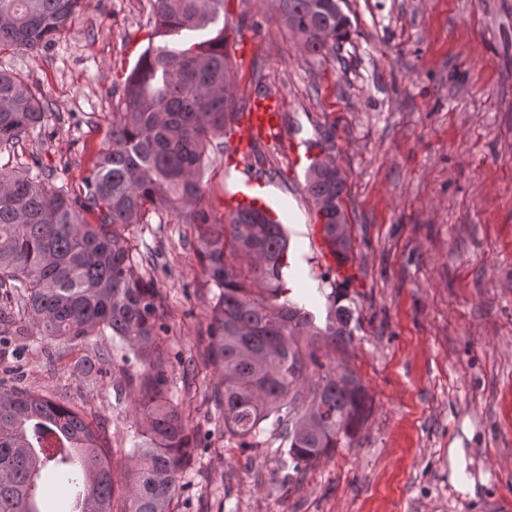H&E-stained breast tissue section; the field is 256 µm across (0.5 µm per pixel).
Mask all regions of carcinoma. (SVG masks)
<instances>
[{"label":"carcinoma","instance_id":"carcinoma-1","mask_svg":"<svg viewBox=\"0 0 512 512\" xmlns=\"http://www.w3.org/2000/svg\"><path fill=\"white\" fill-rule=\"evenodd\" d=\"M82 0H0V51L54 42ZM226 0H151L154 33L128 74L124 100L89 174L72 188L52 183L39 161H9L48 119V105L22 74L0 71V324L39 328L61 360L75 362L96 384L104 367L120 370L130 391L136 432L128 448L112 446L104 418L78 404L55 401L0 381V512H44L48 479L67 493L70 512H174L180 479L195 461L197 443L174 402L168 332L159 288L148 273L149 253L129 229L168 210L193 225L206 285L213 290L207 362L219 372L214 398L231 439L256 440L272 426L282 440L275 453L301 473L336 448L352 444L368 411L353 372L326 375L304 386L309 346L353 342L348 289L332 292L325 324L287 299L289 241L283 227L257 208L236 209L225 220L202 204L203 177L214 149L244 108L228 98L224 53ZM277 20L312 56L324 57L348 37L349 21L336 0H279ZM335 34L330 45L319 32ZM310 199L334 200L346 179L309 165ZM93 213L97 221L87 220ZM329 252L348 264L350 226L322 220ZM265 295L258 298L254 285ZM112 341L103 350L91 338ZM120 456L119 475L111 458Z\"/></svg>","mask_w":512,"mask_h":512}]
</instances>
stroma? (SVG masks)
<instances>
[{
	"mask_svg": "<svg viewBox=\"0 0 512 512\" xmlns=\"http://www.w3.org/2000/svg\"><path fill=\"white\" fill-rule=\"evenodd\" d=\"M226 9L239 97L266 91L283 116L263 143L278 173L262 191L278 200L290 241L289 298L321 314L335 274L305 192L307 150L331 135L346 174L359 323L348 347L319 344L307 377L350 369L369 410L352 447L300 475L275 455L278 435L253 448L230 440L213 397L220 375L205 361L211 294L195 233L173 213L149 214L130 233L154 258L165 344L197 365L192 388L171 375L198 444L175 512H499L512 500V0H344L350 35L324 57L301 49L272 0ZM150 17L149 0H84L51 45L0 53V70L28 77L49 105L19 163L41 159L57 186L87 175ZM224 162L212 156L202 199L219 220L244 178ZM29 333L34 344L0 365L6 384L86 404L130 445L129 398H116L108 378L89 392L49 357L37 328ZM453 448L473 480L465 494Z\"/></svg>",
	"mask_w": 512,
	"mask_h": 512,
	"instance_id": "1",
	"label": "stroma"
}]
</instances>
